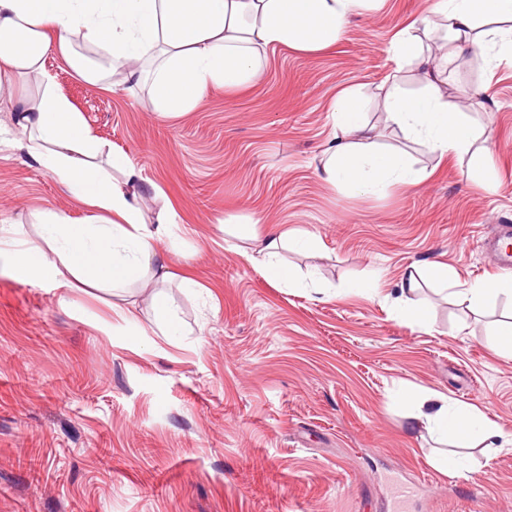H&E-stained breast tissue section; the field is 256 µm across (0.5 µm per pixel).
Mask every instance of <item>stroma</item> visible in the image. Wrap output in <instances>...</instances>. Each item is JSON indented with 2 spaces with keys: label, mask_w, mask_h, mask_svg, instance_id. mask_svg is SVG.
<instances>
[{
  "label": "stroma",
  "mask_w": 512,
  "mask_h": 512,
  "mask_svg": "<svg viewBox=\"0 0 512 512\" xmlns=\"http://www.w3.org/2000/svg\"><path fill=\"white\" fill-rule=\"evenodd\" d=\"M431 2L370 0L335 45L268 49L259 82L211 87L177 118L150 111V83L93 87L50 54L54 91L156 184L145 217L172 205L175 238L155 245L168 280L116 298L0 254V512H395L402 488L403 512H469L473 498L512 512L511 443L474 450L467 476L445 475L396 399L436 390L512 433V357L494 336L512 300L470 310L426 282L429 320L395 313L412 266L440 263L458 288L495 279L479 242L512 225V66L474 49L443 74L493 156L495 186L469 157L434 154L386 120L385 82L423 91L391 46L405 31L440 44L442 28L425 25ZM345 89L420 184L355 195L320 179ZM49 211L92 214L1 144L0 227L35 244ZM274 227L316 236V249L284 244L279 257L317 291L279 285L237 253ZM368 282L377 293L356 291ZM158 292L179 308L177 335L154 323Z\"/></svg>",
  "instance_id": "stroma-1"
}]
</instances>
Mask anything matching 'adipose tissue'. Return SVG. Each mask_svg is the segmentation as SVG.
Here are the masks:
<instances>
[{
  "label": "adipose tissue",
  "instance_id": "1",
  "mask_svg": "<svg viewBox=\"0 0 512 512\" xmlns=\"http://www.w3.org/2000/svg\"><path fill=\"white\" fill-rule=\"evenodd\" d=\"M366 0H0V95L15 81L49 80L45 57L59 50L72 70L91 86L122 75L142 79L143 62L154 61L149 106L178 116L194 108L215 85L235 90L258 82L265 71L263 50L285 46L316 52L336 43L348 19ZM445 42L426 53L419 37L404 35L392 48L414 66L426 85L420 98L384 88L387 120L406 134L424 139L445 156L471 152L473 127L442 89L441 67L472 46L495 63L512 64V0H433ZM81 35L99 50L90 59L73 52ZM338 133L325 150V181L358 194H377L394 184L419 183L422 174L401 154L382 152L352 91H342L332 109ZM18 146L49 169L63 189L95 209V216L73 224L46 213L41 243L25 246L0 236V251L16 264L49 271L59 285L71 282L112 292L149 278L167 279L154 248L171 234L174 215L146 223L139 188L140 170L92 132L70 101L45 88L23 103ZM310 250L313 236L273 232L240 248L247 261H259L273 280L291 288L301 282L277 259L282 243ZM415 425L437 441L467 448L503 438L497 423L472 407L437 392L412 396Z\"/></svg>",
  "mask_w": 512,
  "mask_h": 512
}]
</instances>
